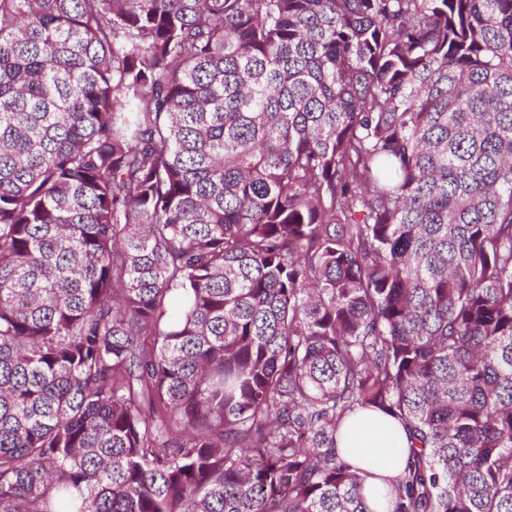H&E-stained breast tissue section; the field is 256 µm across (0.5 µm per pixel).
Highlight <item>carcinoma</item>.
I'll return each instance as SVG.
<instances>
[{
	"instance_id": "cac0c4a2",
	"label": "carcinoma",
	"mask_w": 512,
	"mask_h": 512,
	"mask_svg": "<svg viewBox=\"0 0 512 512\" xmlns=\"http://www.w3.org/2000/svg\"><path fill=\"white\" fill-rule=\"evenodd\" d=\"M512 512V0H0V512ZM409 439L403 426L380 410L358 411L343 430L339 455L364 479V495L370 508L385 512V502L374 497L383 478L396 479L406 467Z\"/></svg>"
}]
</instances>
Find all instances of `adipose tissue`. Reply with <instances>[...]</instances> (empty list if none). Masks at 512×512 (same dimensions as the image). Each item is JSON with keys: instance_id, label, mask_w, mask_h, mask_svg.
I'll return each instance as SVG.
<instances>
[{"instance_id": "obj_1", "label": "adipose tissue", "mask_w": 512, "mask_h": 512, "mask_svg": "<svg viewBox=\"0 0 512 512\" xmlns=\"http://www.w3.org/2000/svg\"><path fill=\"white\" fill-rule=\"evenodd\" d=\"M339 455L364 480V495L372 512H385L374 496L385 480L400 476L407 464L409 439L403 426L379 410L358 411L343 430Z\"/></svg>"}]
</instances>
